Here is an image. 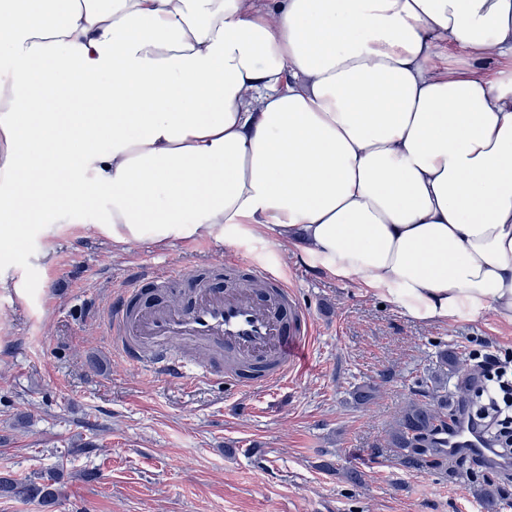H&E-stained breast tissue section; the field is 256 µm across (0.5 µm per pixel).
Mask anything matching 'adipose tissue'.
<instances>
[{
    "instance_id": "1",
    "label": "adipose tissue",
    "mask_w": 512,
    "mask_h": 512,
    "mask_svg": "<svg viewBox=\"0 0 512 512\" xmlns=\"http://www.w3.org/2000/svg\"><path fill=\"white\" fill-rule=\"evenodd\" d=\"M0 57L1 255L256 240L512 326V0H0Z\"/></svg>"
}]
</instances>
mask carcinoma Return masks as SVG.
<instances>
[{"mask_svg": "<svg viewBox=\"0 0 512 512\" xmlns=\"http://www.w3.org/2000/svg\"><path fill=\"white\" fill-rule=\"evenodd\" d=\"M459 362L456 351H440L436 368L423 379L425 400L404 406L388 431L386 447L393 449L400 466L408 471L426 466L440 468L448 459L445 443L437 441V437L448 430V376L458 371ZM376 394V386L370 384L359 385L351 392L358 405L370 403ZM59 483L57 472L46 473L36 481L0 475V497L46 502L58 494Z\"/></svg>", "mask_w": 512, "mask_h": 512, "instance_id": "1", "label": "carcinoma"}]
</instances>
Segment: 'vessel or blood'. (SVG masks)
Masks as SVG:
<instances>
[{
  "instance_id": "1",
  "label": "vessel or blood",
  "mask_w": 512,
  "mask_h": 512,
  "mask_svg": "<svg viewBox=\"0 0 512 512\" xmlns=\"http://www.w3.org/2000/svg\"><path fill=\"white\" fill-rule=\"evenodd\" d=\"M260 276L269 291L211 288L167 267L128 281L109 314L121 356L176 383L220 377L248 392L293 381L309 358L314 323L293 286L270 270ZM448 444L482 450L478 435L459 423Z\"/></svg>"
}]
</instances>
